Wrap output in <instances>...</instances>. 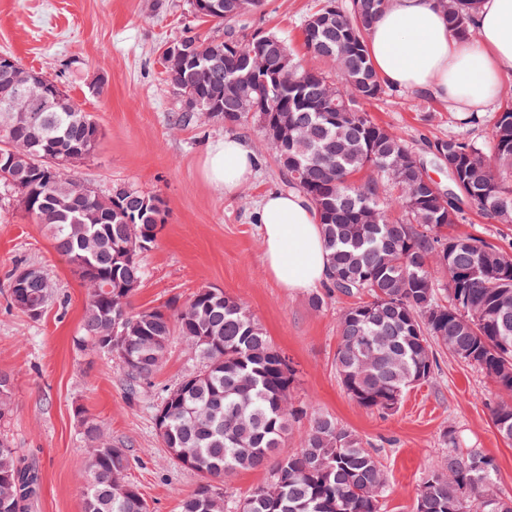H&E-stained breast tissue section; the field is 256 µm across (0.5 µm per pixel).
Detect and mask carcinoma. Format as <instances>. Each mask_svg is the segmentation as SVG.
Returning a JSON list of instances; mask_svg holds the SVG:
<instances>
[{
	"instance_id": "cac0c4a2",
	"label": "carcinoma",
	"mask_w": 512,
	"mask_h": 512,
	"mask_svg": "<svg viewBox=\"0 0 512 512\" xmlns=\"http://www.w3.org/2000/svg\"><path fill=\"white\" fill-rule=\"evenodd\" d=\"M449 28L472 36L479 0H436ZM387 0H339L305 20L307 53L339 74L307 66L285 37L245 34L237 28L249 11L224 0V39L186 32L180 42L205 61L166 76L182 99L177 124L201 120L229 126L258 124L265 145L288 167L286 187L301 191L317 210L330 278L326 295L366 297L337 317L334 363L346 394L366 410L393 413L405 391L433 379L434 347L480 369L512 394V254L472 235L448 232L472 206L512 223V185L498 172L512 171V103L490 125L491 154L465 138H437L429 151L448 171L451 187H433L426 164L401 137L361 111L357 101L379 99L385 88L372 64L367 33ZM277 47L288 61V81L266 73L253 78L256 111H238L235 79L257 69L274 70ZM220 101L224 111L198 104ZM288 113L280 138L268 135L273 118ZM103 137L92 115L69 96L43 112L25 100L13 117L0 112V186L16 194L19 207L50 234L54 249L88 288L78 344L118 361L129 401L140 400L166 359L174 337L194 352L195 365L166 389L154 413L165 411L160 444L202 481L180 498L179 512H382L387 475L362 438L293 396L296 371L237 298L211 286L186 300L132 306L144 269L141 256L157 239L164 213L153 194L116 186L108 193L74 180L71 166L95 153ZM448 273L438 288L435 273ZM16 310L41 318L53 284L39 267L24 279L8 277ZM13 376L0 372V421L12 411ZM88 449L84 512H147L140 491L127 492L129 450L112 444L83 411ZM309 427L298 448L278 457L270 483L233 504L224 499V478L264 467L292 433ZM499 435L512 442V404L491 409ZM448 461L416 489L413 512H512V497L494 490L497 468L479 452L456 448L447 436ZM0 512H29L40 489L38 472L20 450L0 436Z\"/></svg>"
}]
</instances>
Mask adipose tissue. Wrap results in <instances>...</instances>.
I'll use <instances>...</instances> for the list:
<instances>
[{
  "instance_id": "1",
  "label": "adipose tissue",
  "mask_w": 512,
  "mask_h": 512,
  "mask_svg": "<svg viewBox=\"0 0 512 512\" xmlns=\"http://www.w3.org/2000/svg\"><path fill=\"white\" fill-rule=\"evenodd\" d=\"M476 37L449 28L436 0H389L369 35L374 67L384 84L447 103L466 116L488 111L512 77V0H481L472 16ZM259 160L241 138L209 145L206 179L224 194L238 192ZM256 220L266 268L284 288L310 291L326 283L328 259L318 215L297 191L268 193Z\"/></svg>"
}]
</instances>
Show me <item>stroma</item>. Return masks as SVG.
Instances as JSON below:
<instances>
[{"label":"stroma","instance_id":"1","mask_svg":"<svg viewBox=\"0 0 512 512\" xmlns=\"http://www.w3.org/2000/svg\"><path fill=\"white\" fill-rule=\"evenodd\" d=\"M321 4L264 0L240 25L277 32L301 55L302 24ZM189 28L224 33L223 25L195 17L188 0H0V53L58 81L102 127L96 153L74 164L72 175L103 193L130 187L166 202V222L142 256L145 276L133 307L185 299L204 285L239 299L296 368V399L356 432L377 454L389 482L384 512H411L418 485L446 460L448 432L459 447L491 457L498 488L512 494V444L500 437L489 410L502 394L448 351L438 352L434 379L410 388L394 414L365 410L346 395L334 356L337 316L351 298L335 295L314 308L310 292L280 287L264 264L255 211L263 196L282 189L283 175L258 126L175 123L181 103L165 79L161 54ZM361 108L423 157L426 141L436 138L460 136L489 146L490 111L466 124L447 104L401 88ZM227 136L243 139L259 158L256 178L231 196L203 174L208 145ZM453 230L512 253V224L469 209ZM19 264L40 266L54 284L53 303L40 320L10 305L6 276ZM85 295L43 227L0 189V370L14 377L13 413L0 432L40 473L32 512H84L80 408L113 442L129 447L127 476L148 512H178L179 494L193 491L201 476L161 448L152 397L128 401L118 364L76 346Z\"/></svg>","mask_w":512,"mask_h":512}]
</instances>
